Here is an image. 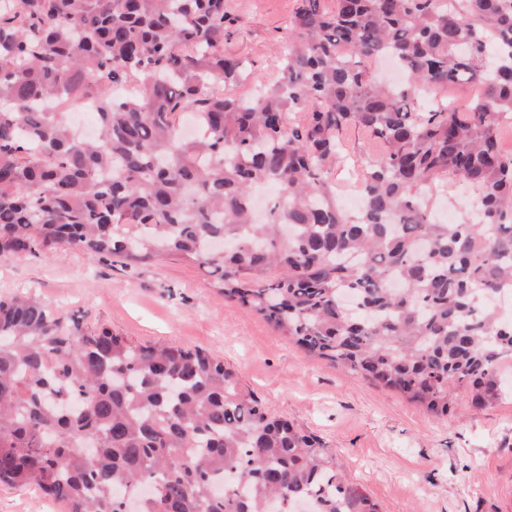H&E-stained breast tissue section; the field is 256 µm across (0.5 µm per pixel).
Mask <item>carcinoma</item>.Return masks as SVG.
Segmentation results:
<instances>
[{"label":"carcinoma","instance_id":"1","mask_svg":"<svg viewBox=\"0 0 512 512\" xmlns=\"http://www.w3.org/2000/svg\"><path fill=\"white\" fill-rule=\"evenodd\" d=\"M233 23L224 0H0V257L196 263L309 354L439 417L460 392L506 395L512 0H296L280 80L246 95L224 92L247 78L224 52ZM384 56L405 83L372 77ZM461 83L481 94L437 98ZM86 98L93 139L69 120ZM349 130L383 144L354 213L330 179ZM450 178L474 197L443 224L430 201ZM0 483L68 512H379L224 362L27 296L0 300Z\"/></svg>","mask_w":512,"mask_h":512}]
</instances>
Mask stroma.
<instances>
[{"label": "stroma", "mask_w": 512, "mask_h": 512, "mask_svg": "<svg viewBox=\"0 0 512 512\" xmlns=\"http://www.w3.org/2000/svg\"><path fill=\"white\" fill-rule=\"evenodd\" d=\"M295 0H224L237 28L225 52L251 79L280 77V45ZM378 142L342 137L331 177L355 191ZM31 295L137 344L200 349L223 361L237 389L321 438L340 470L380 512H512V396L475 408L460 394L447 418L310 355L248 308L225 301L198 265H124L83 253L0 257V298ZM0 512H60L36 486L0 485Z\"/></svg>", "instance_id": "35a3bbf8"}]
</instances>
